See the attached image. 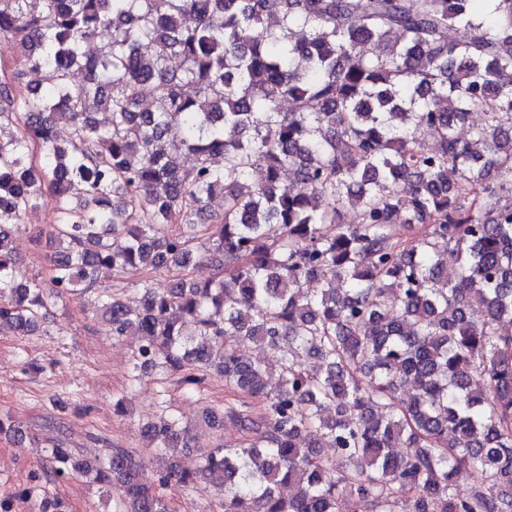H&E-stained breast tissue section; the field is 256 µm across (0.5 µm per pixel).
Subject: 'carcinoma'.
I'll use <instances>...</instances> for the list:
<instances>
[{
  "label": "carcinoma",
  "instance_id": "obj_1",
  "mask_svg": "<svg viewBox=\"0 0 512 512\" xmlns=\"http://www.w3.org/2000/svg\"><path fill=\"white\" fill-rule=\"evenodd\" d=\"M480 2L0 0V49L23 57L13 78L37 76L21 100L0 82V126H14L0 132V326L35 331L104 268L139 274L137 305L103 290L97 312L138 337L137 376L193 392L216 375L260 411L203 408L248 438L194 472L168 465L158 486L120 451L51 448L57 475L115 490L122 512H170L171 480L224 487V512H512V0L489 18ZM473 106L483 122L462 136ZM217 195L223 212L200 218ZM44 200L64 250L29 280L11 226ZM246 341L281 352L275 390ZM161 408L144 437L171 456L188 429Z\"/></svg>",
  "mask_w": 512,
  "mask_h": 512
}]
</instances>
